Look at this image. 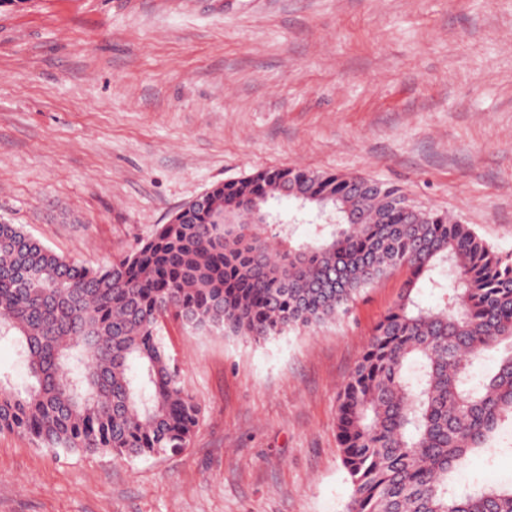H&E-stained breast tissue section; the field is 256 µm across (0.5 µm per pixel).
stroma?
<instances>
[{"mask_svg": "<svg viewBox=\"0 0 512 512\" xmlns=\"http://www.w3.org/2000/svg\"><path fill=\"white\" fill-rule=\"evenodd\" d=\"M359 173L512 253V0H0V223L90 267L211 186ZM255 343L166 319L203 408L157 457L0 433V512H346L343 383L397 299ZM512 479V432L458 486Z\"/></svg>", "mask_w": 512, "mask_h": 512, "instance_id": "35a3bbf8", "label": "stroma"}]
</instances>
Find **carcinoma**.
<instances>
[{
    "instance_id": "cac0c4a2",
    "label": "carcinoma",
    "mask_w": 512,
    "mask_h": 512,
    "mask_svg": "<svg viewBox=\"0 0 512 512\" xmlns=\"http://www.w3.org/2000/svg\"><path fill=\"white\" fill-rule=\"evenodd\" d=\"M281 198L335 223L305 245L285 224L274 247L248 205L263 215ZM398 268L401 292L339 395L347 512H512V484H451L512 424V253L361 175L287 167L215 185L99 268L0 224V339L15 342L33 379L17 390L0 375V432L84 455L178 452L202 410L160 335L165 318L265 342L346 314ZM442 269L445 284L434 278ZM424 284L450 301L425 305ZM503 342L496 369L475 372Z\"/></svg>"
}]
</instances>
